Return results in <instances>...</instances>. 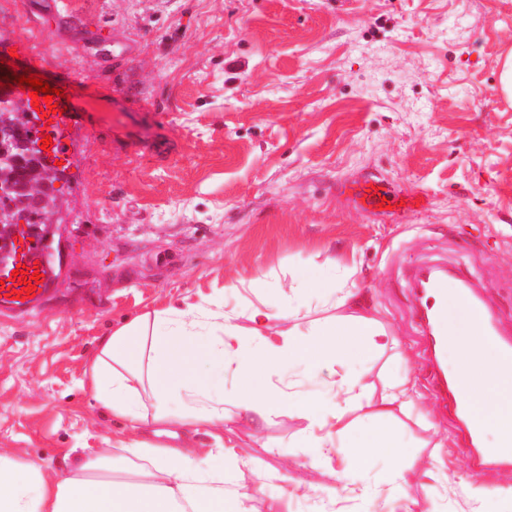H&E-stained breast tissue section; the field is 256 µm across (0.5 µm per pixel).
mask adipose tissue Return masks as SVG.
Segmentation results:
<instances>
[{
    "label": "adipose tissue",
    "mask_w": 512,
    "mask_h": 512,
    "mask_svg": "<svg viewBox=\"0 0 512 512\" xmlns=\"http://www.w3.org/2000/svg\"><path fill=\"white\" fill-rule=\"evenodd\" d=\"M355 267L334 268L318 308L291 307L273 315L212 308L207 299L176 307L164 302L124 321L103 337L87 372V385L129 432L111 447L92 451L49 473L0 450V512H234L224 496V459L243 454L220 447L214 466L201 470L193 433L224 429V392L215 376L233 369L238 406L246 423H260L292 406L296 376L273 383L277 369L304 367L333 393L329 406L302 402L309 421L304 447L322 456L346 449L358 462L398 449L381 431L355 437L359 422L391 416L407 404L412 381L383 392L363 412L357 366L380 336L378 309L347 287ZM448 353L455 374L469 379L481 398L484 434L497 439L504 420L499 380L481 336L470 331L465 311L448 327ZM362 412V421L352 413Z\"/></svg>",
    "instance_id": "ef3b65f1"
}]
</instances>
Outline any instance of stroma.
<instances>
[{"label": "stroma", "mask_w": 512, "mask_h": 512, "mask_svg": "<svg viewBox=\"0 0 512 512\" xmlns=\"http://www.w3.org/2000/svg\"><path fill=\"white\" fill-rule=\"evenodd\" d=\"M55 2L0 11V44L44 78L71 73V103L91 117L57 183L55 295L25 317L0 312V449L59 470L111 447L126 425L85 374L125 319L201 298L312 307L319 290L290 289L292 272L325 281L347 260L389 334L361 363L366 395L415 382L411 409L381 425L401 459H312L305 415L283 409L261 440L226 432L247 453L225 460L226 492H244V512H404L409 498L417 512H512V465L469 466L414 288L422 268L463 274L512 338V104L498 92L512 0H68L61 27ZM89 31L132 51L108 61ZM364 180L420 205L363 210ZM397 465L403 499L387 494ZM344 473L374 496L343 491ZM477 482L493 494L472 498Z\"/></svg>", "instance_id": "35a3bbf8"}]
</instances>
